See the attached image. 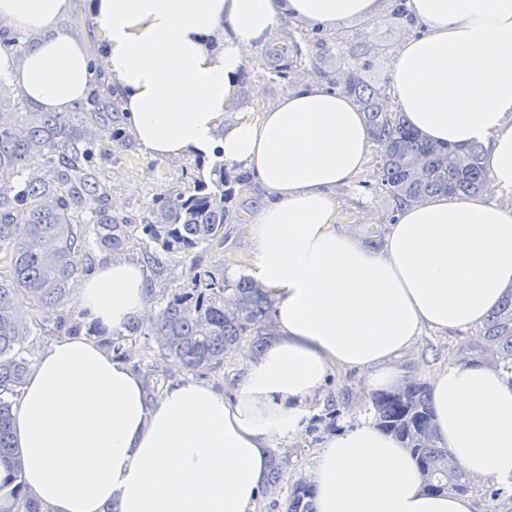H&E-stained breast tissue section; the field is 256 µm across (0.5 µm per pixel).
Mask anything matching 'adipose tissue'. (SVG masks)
<instances>
[{
	"mask_svg": "<svg viewBox=\"0 0 512 512\" xmlns=\"http://www.w3.org/2000/svg\"><path fill=\"white\" fill-rule=\"evenodd\" d=\"M391 0H93L104 65L150 157L238 164L265 191L249 275L275 335L242 357L231 396L186 375L151 398L142 372L85 335L50 344L20 389L0 507L43 512H254L271 446L300 433L330 377L368 390L403 377L424 330L481 324L512 286V208L438 195L402 206L381 246L337 225L336 186L366 163L356 100L300 77L260 114L235 112L239 82L276 28L372 23ZM421 35L397 46L387 108L428 141L482 144L492 195L512 191V0H407ZM67 0H0V29L28 33L13 82L63 111L89 93L91 61L59 25ZM220 34L218 46L209 39ZM151 270L101 262L77 292L80 321L118 333L151 319ZM439 445L476 484L512 480V373L455 359L427 376ZM316 512H473L434 494L408 449L362 417L320 448Z\"/></svg>",
	"mask_w": 512,
	"mask_h": 512,
	"instance_id": "1",
	"label": "adipose tissue"
}]
</instances>
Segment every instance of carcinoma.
I'll list each match as a JSON object with an SVG mask.
<instances>
[{
    "label": "carcinoma",
    "instance_id": "cac0c4a2",
    "mask_svg": "<svg viewBox=\"0 0 512 512\" xmlns=\"http://www.w3.org/2000/svg\"><path fill=\"white\" fill-rule=\"evenodd\" d=\"M349 50L360 64L332 86L361 106L380 153L378 178L395 206L435 195L477 196L487 178L483 146L426 141L404 116L384 109L387 83L366 79L371 67L367 50ZM112 96V87L102 81L83 112L0 110V455L14 451L13 406L31 370L22 347L32 334L24 307L40 311L37 325L45 332L70 336L81 331L65 306L87 272L90 231L101 249L117 252L139 228L155 247L190 261L195 288L170 293L149 322L160 356L177 369L220 368L234 347L244 341L259 347L271 335V302L261 286L244 276L231 282L202 273L196 255L203 244H224L234 186H249L250 176L239 172L231 177L219 162L212 168L214 178L198 174L174 197L154 204L138 224L110 214L90 166L96 156L127 147L119 128L112 130L109 145L99 137L100 128L113 122L118 110ZM30 158L44 160L50 177L28 173ZM461 350L488 353L512 370L511 288ZM371 403L378 425L410 449L430 489L471 491L462 466L436 443L424 384L410 380L373 396ZM313 495L310 486L296 484L286 512H314Z\"/></svg>",
    "mask_w": 512,
    "mask_h": 512
}]
</instances>
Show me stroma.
I'll return each mask as SVG.
<instances>
[{
    "label": "stroma",
    "instance_id": "1",
    "mask_svg": "<svg viewBox=\"0 0 512 512\" xmlns=\"http://www.w3.org/2000/svg\"><path fill=\"white\" fill-rule=\"evenodd\" d=\"M346 32L351 43L371 50L373 67L367 77L374 82L386 80L394 50L409 34L407 28L392 23L386 15L368 28L348 25ZM273 69L264 54H257L240 83L237 105L256 112L273 104L294 86L293 76L278 78ZM378 163V150L370 149L363 170L352 182L336 189L340 203L339 223L358 227L366 237L375 230L385 229L393 221L396 211L376 178ZM196 167V158L161 161L149 157L133 142L119 153L95 158L92 171L107 195L109 210L136 220L153 203L183 190ZM262 196V188L254 182L246 189L236 190L229 204L232 218L224 226L223 245H203L198 249L201 269L219 274L230 268L233 261L248 259L246 216ZM465 339L462 332L445 337L423 336L417 349L402 363L404 374L419 376L434 371L454 358ZM121 344L124 359L146 373L148 384L154 390H162L166 384L178 379V372L168 369L159 356L154 336L126 335ZM369 399L362 379L355 375H347L338 383H329L317 400L304 433L291 441L275 442L273 452L281 461L283 480L256 505V512H282V504L293 484L311 480L321 444L346 423L355 421L361 413L371 411Z\"/></svg>",
    "mask_w": 512,
    "mask_h": 512
}]
</instances>
